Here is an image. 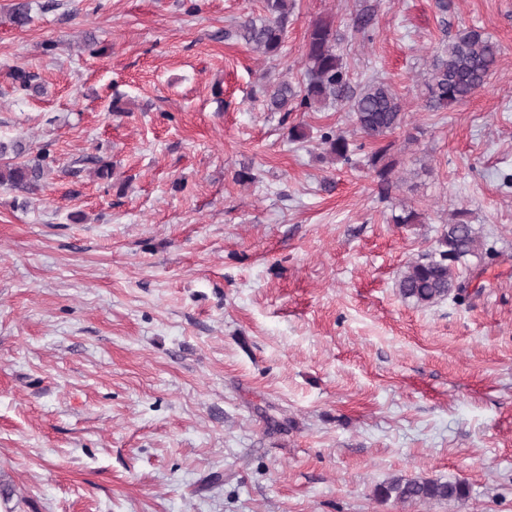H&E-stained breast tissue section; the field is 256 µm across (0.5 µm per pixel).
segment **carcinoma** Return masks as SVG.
I'll return each instance as SVG.
<instances>
[{
	"label": "carcinoma",
	"instance_id": "carcinoma-1",
	"mask_svg": "<svg viewBox=\"0 0 512 512\" xmlns=\"http://www.w3.org/2000/svg\"><path fill=\"white\" fill-rule=\"evenodd\" d=\"M262 2V13L239 21L234 35L253 51L275 59L284 45L292 0ZM10 10L18 27L24 28L32 22L30 0H13ZM338 41L332 21L314 20L306 33L301 83L295 86L282 80L274 85H261L266 107L270 112H310L340 107L350 112L357 132L373 141H381L406 124L404 106L384 79H371L352 88L348 70L338 53ZM501 51L497 42L475 28L462 29L435 48L422 82V110L445 111L485 87L496 72ZM9 76L22 91L29 90L35 79L22 68L13 69ZM321 144L325 145L326 155L336 162L348 161L352 153V141L337 130L323 133ZM28 153L29 147L19 139L0 141V184H7L22 194L40 189L45 174L44 159L7 161L10 155L17 159ZM382 158V154H375L371 164L377 169L382 192L387 193L398 179L394 175V164L382 165ZM467 215L468 211L463 208L455 210L443 225L432 252L406 266L396 282L403 300L421 307L431 306L461 288L459 266L470 257H482L484 251V242ZM375 495L400 503L459 501L468 496V487L461 480L394 476L379 484Z\"/></svg>",
	"mask_w": 512,
	"mask_h": 512
}]
</instances>
